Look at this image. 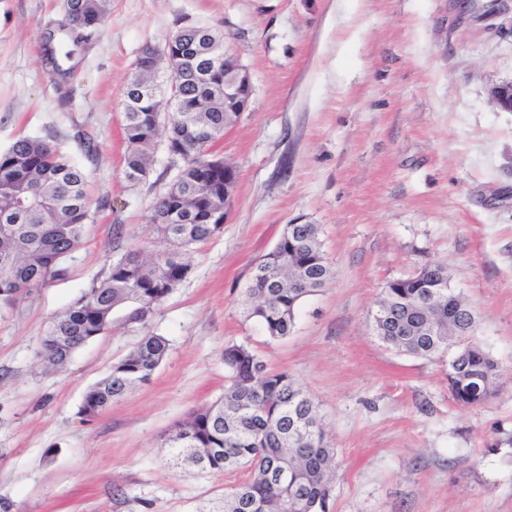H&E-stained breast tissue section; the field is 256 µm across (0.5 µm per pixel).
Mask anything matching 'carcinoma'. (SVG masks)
Here are the masks:
<instances>
[{"label":"carcinoma","mask_w":512,"mask_h":512,"mask_svg":"<svg viewBox=\"0 0 512 512\" xmlns=\"http://www.w3.org/2000/svg\"><path fill=\"white\" fill-rule=\"evenodd\" d=\"M63 28L74 40L102 26L111 0H63ZM196 26L179 27L180 38L158 49H199L206 62L188 71L176 107L156 122L164 99L140 93L128 81L124 96L123 175L136 184L151 170V150L163 138L180 161L167 190L152 205L155 232L168 245L146 258L129 248L106 279L53 320L40 357L62 368L81 346L112 328L113 316L143 324L186 279L185 255L223 230L224 169L210 165V148L224 135V38ZM90 205L86 174L59 150L29 137L0 153V296L9 300L56 277L63 252L78 250L85 238ZM446 266L426 265L389 281L374 315L379 338L398 352L431 359L450 355L448 390L457 404L476 407L496 392L499 369L473 340L471 308L440 274ZM334 275L316 224H286L274 249L260 260L246 289L247 317L272 339L295 327L303 299ZM168 350L167 340L147 333L84 395L79 412L93 417L148 381ZM224 396L200 408L169 438L171 460H189L203 471H241L225 489L221 512H329L336 469L312 398L286 372L273 371L250 347L224 350Z\"/></svg>","instance_id":"1"}]
</instances>
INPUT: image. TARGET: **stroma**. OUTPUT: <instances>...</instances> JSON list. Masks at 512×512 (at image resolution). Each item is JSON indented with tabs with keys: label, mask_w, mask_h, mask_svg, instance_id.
Here are the masks:
<instances>
[{
	"label": "stroma",
	"mask_w": 512,
	"mask_h": 512,
	"mask_svg": "<svg viewBox=\"0 0 512 512\" xmlns=\"http://www.w3.org/2000/svg\"><path fill=\"white\" fill-rule=\"evenodd\" d=\"M60 0H0V153L60 148L88 176L89 231L45 286L0 300V506L8 512H204L235 472L169 465L161 443L224 393V349L245 344L317 404L336 450L331 512H512V34L496 0H112L82 43ZM223 34L252 95L211 148L237 179L222 232L146 326L115 321L66 368L43 373L53 318L103 280L124 246L165 250L151 205L175 175L122 174V93L146 45L178 20ZM64 73L50 74L46 53ZM317 224L335 276L269 339L242 301L284 225ZM447 267L497 361V394L455 404L448 360L376 336L386 282ZM168 350L149 381L88 419L84 394L145 333Z\"/></svg>",
	"instance_id": "obj_1"
}]
</instances>
